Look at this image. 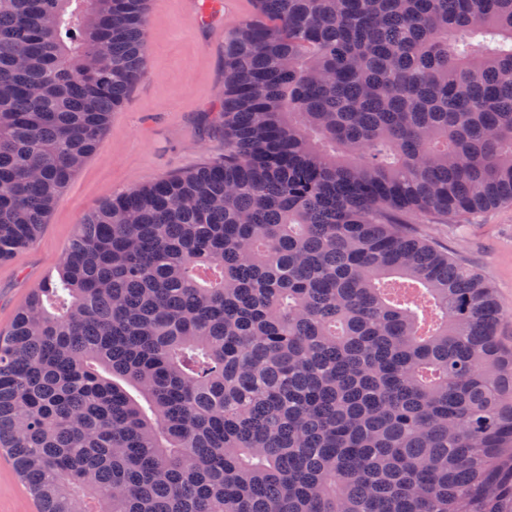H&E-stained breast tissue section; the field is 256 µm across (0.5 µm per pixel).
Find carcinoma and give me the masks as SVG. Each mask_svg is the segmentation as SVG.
Returning a JSON list of instances; mask_svg holds the SVG:
<instances>
[{"label":"carcinoma","mask_w":512,"mask_h":512,"mask_svg":"<svg viewBox=\"0 0 512 512\" xmlns=\"http://www.w3.org/2000/svg\"><path fill=\"white\" fill-rule=\"evenodd\" d=\"M148 0H0V261L146 73ZM224 158L85 212L0 333L45 512H512V304L403 228L512 202V0H255Z\"/></svg>","instance_id":"1"}]
</instances>
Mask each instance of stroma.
Wrapping results in <instances>:
<instances>
[{
  "mask_svg": "<svg viewBox=\"0 0 512 512\" xmlns=\"http://www.w3.org/2000/svg\"><path fill=\"white\" fill-rule=\"evenodd\" d=\"M147 73L112 113L97 151L55 203L42 233L0 263V331L62 259L79 217L128 189L224 156L214 105L224 89V42L254 15V0H224V17L197 33L180 0H151ZM411 234L458 255L512 302V204L455 223L412 219Z\"/></svg>",
  "mask_w": 512,
  "mask_h": 512,
  "instance_id": "obj_1",
  "label": "stroma"
}]
</instances>
